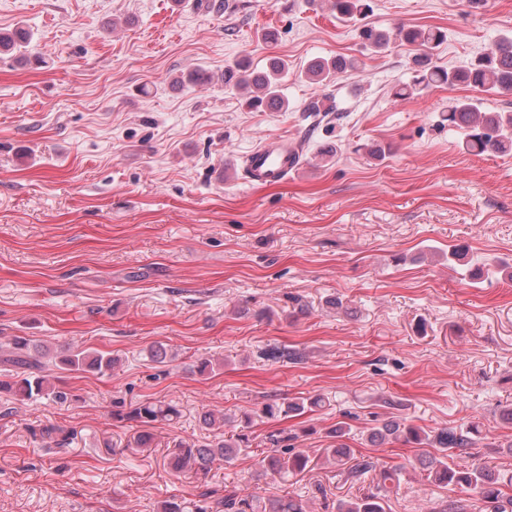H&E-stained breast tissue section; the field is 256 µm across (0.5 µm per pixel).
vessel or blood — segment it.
<instances>
[{
    "label": "vessel or blood",
    "mask_w": 512,
    "mask_h": 512,
    "mask_svg": "<svg viewBox=\"0 0 512 512\" xmlns=\"http://www.w3.org/2000/svg\"><path fill=\"white\" fill-rule=\"evenodd\" d=\"M301 151L298 144L270 138L253 148L245 157L243 172L248 181L277 183L298 169Z\"/></svg>",
    "instance_id": "1"
}]
</instances>
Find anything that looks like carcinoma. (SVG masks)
I'll use <instances>...</instances> for the list:
<instances>
[{
    "label": "carcinoma",
    "mask_w": 512,
    "mask_h": 512,
    "mask_svg": "<svg viewBox=\"0 0 512 512\" xmlns=\"http://www.w3.org/2000/svg\"><path fill=\"white\" fill-rule=\"evenodd\" d=\"M336 18L357 25L358 37L367 49L383 51L392 38L384 29L363 23L370 10L369 0H328ZM396 37L419 48L422 53L413 58L415 76L410 84L396 85L393 95L410 98L420 95L425 89L435 85H465L484 92L512 94V39L504 38L485 55L476 58L468 66L448 70L432 61L430 51L445 41V32L435 27L403 26L398 28ZM31 42L30 32L22 27L0 32V55L17 54ZM359 60L354 56L315 57L305 67L304 76L312 83H327L344 73L354 71ZM288 75V62L273 57L261 67H251L245 58L224 66V87L243 93L244 105L257 112H285L288 99L282 93V82ZM448 127L459 131L463 136V148L476 155L486 153H508L512 151V113L485 112L472 98L448 101V115L444 116ZM468 251L462 246L448 250V261L466 267L469 279H482L490 272L485 266H471L467 261ZM48 356L44 347L25 336H10L0 341V364L6 365L0 375V394L7 393L11 398L24 404L38 399L68 398V394L56 385L58 377L45 374L42 359ZM119 358L109 353L68 347L54 358L52 364L60 370L79 373H104L118 364ZM323 397L314 395L288 400L267 402L259 409L244 411L240 422L248 426L256 417H299L322 407ZM112 416L122 421L134 422L141 430L133 436V445L145 449L152 446L154 435L151 428L156 424H171L182 417L179 406L172 401H143L125 408L118 406ZM234 422L222 411L207 409L199 414L202 429L212 432L210 441L180 442L169 457V465L176 472H189L206 477L214 465L228 462L250 447L246 433H224V426ZM338 438L334 448L325 449V459L338 468H347L348 476L356 481L370 479L367 492L336 503L335 512H386V499L400 486L402 469L399 466H378L372 458H357L353 449L344 442L350 435V426L339 423L329 430ZM480 436L476 423L466 427L444 429L433 435L391 416L380 425L371 428L365 441L373 446H381L395 441L413 444L424 448L419 463L429 482L448 490L466 489L476 495V503L464 500H450L442 508H432L430 512H512V495L504 487L512 484L507 479L476 463L464 461L468 450ZM293 436L272 439L276 449L262 459V467L270 475L301 473L308 469L312 460L309 455L290 446ZM439 452L431 453L429 449ZM210 493L201 494V499L185 503L176 499L161 502L158 512H257L255 497L242 495L235 488L224 487V496L215 503L208 502ZM263 512H307V504L300 499L287 497L270 499Z\"/></svg>",
    "instance_id": "cac0c4a2"
}]
</instances>
